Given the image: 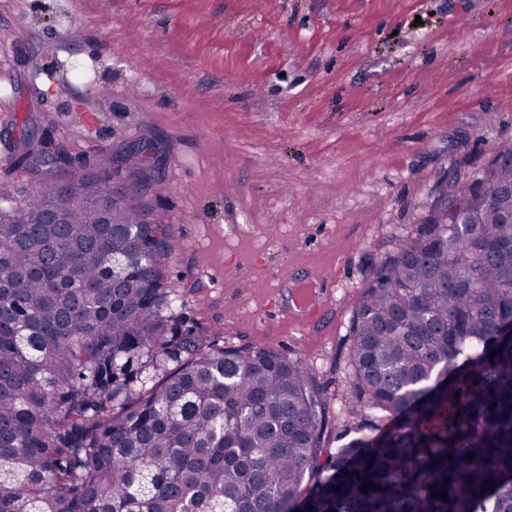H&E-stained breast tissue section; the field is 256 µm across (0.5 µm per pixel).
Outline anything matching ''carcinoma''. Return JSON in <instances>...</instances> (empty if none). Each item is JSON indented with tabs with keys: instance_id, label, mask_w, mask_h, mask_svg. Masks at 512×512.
Wrapping results in <instances>:
<instances>
[{
	"instance_id": "cac0c4a2",
	"label": "carcinoma",
	"mask_w": 512,
	"mask_h": 512,
	"mask_svg": "<svg viewBox=\"0 0 512 512\" xmlns=\"http://www.w3.org/2000/svg\"><path fill=\"white\" fill-rule=\"evenodd\" d=\"M20 145L31 185L0 209V512H512L511 147L373 266L332 409L300 359L178 330L171 225L104 198L108 176L69 183L76 205L51 196L55 162L26 128ZM148 149L125 165L154 204Z\"/></svg>"
}]
</instances>
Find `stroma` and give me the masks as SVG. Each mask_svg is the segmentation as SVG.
<instances>
[{"instance_id":"1","label":"stroma","mask_w":512,"mask_h":512,"mask_svg":"<svg viewBox=\"0 0 512 512\" xmlns=\"http://www.w3.org/2000/svg\"><path fill=\"white\" fill-rule=\"evenodd\" d=\"M71 172L160 146L180 325L298 356L334 401L371 269L512 147V0H0V202L21 124ZM333 276L311 328L296 283Z\"/></svg>"}]
</instances>
